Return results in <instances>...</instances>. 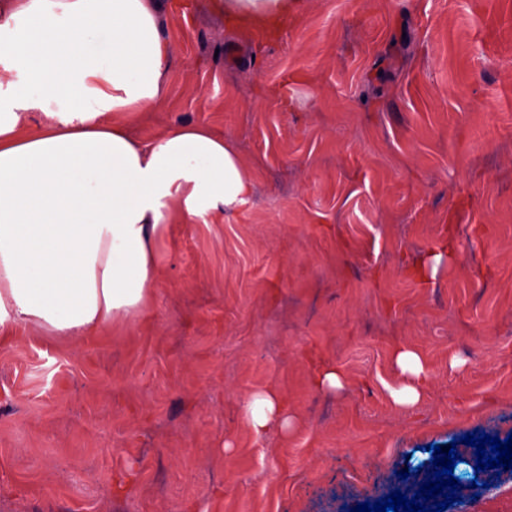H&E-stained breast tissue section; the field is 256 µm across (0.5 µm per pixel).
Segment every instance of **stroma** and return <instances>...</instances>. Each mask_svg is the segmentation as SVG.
<instances>
[{
  "label": "stroma",
  "mask_w": 512,
  "mask_h": 512,
  "mask_svg": "<svg viewBox=\"0 0 512 512\" xmlns=\"http://www.w3.org/2000/svg\"><path fill=\"white\" fill-rule=\"evenodd\" d=\"M182 1L160 0L165 99L119 118L144 142L207 126L253 193L169 226L144 317L0 342V512H349L414 496L431 444L460 458L446 512H512V468L460 442L512 435V0H308L259 46ZM398 346L431 374L413 407ZM320 359L347 391L313 388ZM268 386L291 434L243 422ZM393 361L398 381L388 391L397 406L417 404L428 384V371L421 355L408 348H397L393 352Z\"/></svg>",
  "instance_id": "1"
}]
</instances>
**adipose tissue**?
<instances>
[{"label": "adipose tissue", "mask_w": 512, "mask_h": 512, "mask_svg": "<svg viewBox=\"0 0 512 512\" xmlns=\"http://www.w3.org/2000/svg\"><path fill=\"white\" fill-rule=\"evenodd\" d=\"M243 30L284 26L306 0H210ZM173 61L158 0H10L0 23V326L81 337L144 315L169 222L223 220L252 178L231 141L200 124L135 139L118 112H151ZM395 405L428 384L421 355L396 349ZM255 436L289 433L282 395L249 394Z\"/></svg>", "instance_id": "obj_1"}]
</instances>
